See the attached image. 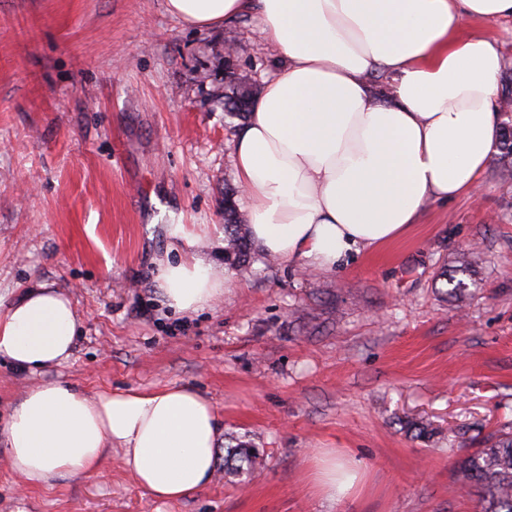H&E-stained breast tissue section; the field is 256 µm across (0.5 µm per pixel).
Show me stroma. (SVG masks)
Returning <instances> with one entry per match:
<instances>
[{
  "mask_svg": "<svg viewBox=\"0 0 512 512\" xmlns=\"http://www.w3.org/2000/svg\"><path fill=\"white\" fill-rule=\"evenodd\" d=\"M283 60L254 19L187 26L166 0H0V305L34 282L76 310L71 356L31 373L0 359V512H479L453 492L457 453L512 419V184L428 204L398 238L332 272L224 257L240 119L228 81L260 92ZM229 279L194 313L168 307L163 261L189 248ZM472 247L479 283L458 316L436 276ZM88 395L195 388L219 445L260 453L177 501L139 489L112 449L102 471L21 488L5 425L30 387ZM430 425L426 439L407 422ZM350 486L312 490L316 460Z\"/></svg>",
  "mask_w": 512,
  "mask_h": 512,
  "instance_id": "stroma-1",
  "label": "stroma"
}]
</instances>
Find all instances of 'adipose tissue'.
I'll return each mask as SVG.
<instances>
[{
	"instance_id": "1",
	"label": "adipose tissue",
	"mask_w": 512,
	"mask_h": 512,
	"mask_svg": "<svg viewBox=\"0 0 512 512\" xmlns=\"http://www.w3.org/2000/svg\"><path fill=\"white\" fill-rule=\"evenodd\" d=\"M185 24L254 18L284 60L234 141L254 244L331 270L388 242L430 201L479 190L498 152V39L465 24L512 21V0H167ZM389 81L385 100L371 86ZM158 277L170 308L216 301L223 279L188 254ZM76 311L38 283L0 310V358L37 370L71 354ZM221 419L189 386L90 396L64 383L28 390L9 416L6 452L22 486L99 471L122 449L136 485L160 500L206 486Z\"/></svg>"
}]
</instances>
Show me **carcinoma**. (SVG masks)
I'll return each instance as SVG.
<instances>
[{
  "mask_svg": "<svg viewBox=\"0 0 512 512\" xmlns=\"http://www.w3.org/2000/svg\"><path fill=\"white\" fill-rule=\"evenodd\" d=\"M252 96L238 89L224 95V111L231 116L244 117L251 112ZM498 177L512 178V145L500 141ZM224 254L241 266L250 259L245 224L224 196ZM470 252L460 253L456 265L438 274L445 290L442 294L450 302H461L475 284L469 260ZM259 452L242 444L224 448V470L241 476L250 474L257 465ZM457 493L476 499L481 512H512V423H505L483 441L479 448L459 456L456 461Z\"/></svg>",
  "mask_w": 512,
  "mask_h": 512,
  "instance_id": "cac0c4a2",
  "label": "carcinoma"
}]
</instances>
